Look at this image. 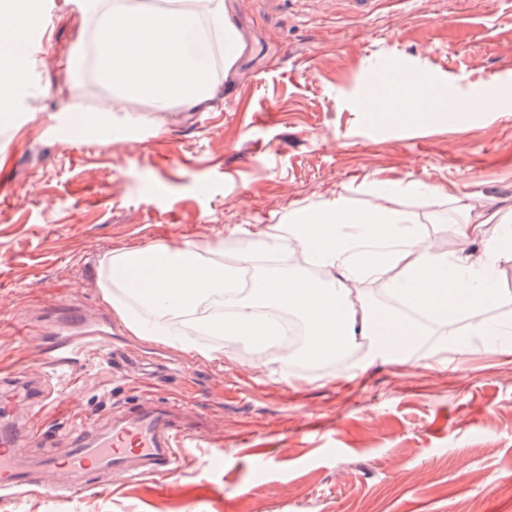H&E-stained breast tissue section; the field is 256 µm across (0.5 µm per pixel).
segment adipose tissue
Listing matches in <instances>:
<instances>
[{"label": "adipose tissue", "instance_id": "1", "mask_svg": "<svg viewBox=\"0 0 512 512\" xmlns=\"http://www.w3.org/2000/svg\"><path fill=\"white\" fill-rule=\"evenodd\" d=\"M76 10L95 23L98 77L112 88L111 119L135 142L129 101L148 102L153 111L192 110L206 104L213 85L205 52L223 36L226 0H205L203 9L160 8L151 0L135 6L116 0H76ZM31 14L24 0H0V89L25 87L27 59L15 47L26 40ZM404 121L452 114L446 98L405 73ZM373 203L352 209L343 195L313 215L295 214L280 235L268 225L248 230L250 251L235 264L224 261V246L200 247L183 241L106 252L97 286L126 327L137 336L177 346L190 355L216 358L198 348L196 337L218 336L262 344L276 331L282 312L305 321L306 358L340 354L346 338L369 339L365 362L404 357L425 333L426 321L443 326L441 348L465 350L470 339L511 336L512 322L489 315L490 303H510L496 286L500 266L512 263V220L495 202L465 201L458 227L463 243H483L485 251H442L422 232L412 213L396 200L418 183L380 178ZM383 281L394 302L380 306L354 299L358 286ZM465 321V335L453 330Z\"/></svg>", "mask_w": 512, "mask_h": 512}]
</instances>
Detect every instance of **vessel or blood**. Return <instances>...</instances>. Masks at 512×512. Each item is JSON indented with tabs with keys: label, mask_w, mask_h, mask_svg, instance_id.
<instances>
[{
	"label": "vessel or blood",
	"mask_w": 512,
	"mask_h": 512,
	"mask_svg": "<svg viewBox=\"0 0 512 512\" xmlns=\"http://www.w3.org/2000/svg\"><path fill=\"white\" fill-rule=\"evenodd\" d=\"M84 351V344L64 338L49 348L47 358L56 371L64 372ZM198 428V419L181 402L145 396L134 406L113 412L106 424L94 423L57 439L38 438L31 428L16 424L13 407L1 405L0 496L29 490L42 472L69 474V482L54 489L55 495L67 497L118 481L171 474L184 449L193 446ZM33 439L41 442L38 452L20 455L18 444Z\"/></svg>",
	"instance_id": "vessel-or-blood-1"
}]
</instances>
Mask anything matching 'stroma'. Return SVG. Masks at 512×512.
Segmentation results:
<instances>
[{
    "label": "stroma",
    "instance_id": "35a3bbf8",
    "mask_svg": "<svg viewBox=\"0 0 512 512\" xmlns=\"http://www.w3.org/2000/svg\"><path fill=\"white\" fill-rule=\"evenodd\" d=\"M256 48L207 104L134 103L140 142L58 134L112 104L93 69L64 60L88 44L68 0H38L31 77L0 111V376L46 370L53 333L94 329L80 365L52 378L45 431L102 421L146 392L181 400L206 426L177 472L78 498L38 490L0 497V512H512V353L473 342L460 354L415 348L397 363L355 360L317 373L264 361L250 345L223 361L133 335L103 301L99 257L190 239L245 242L240 229L288 223L343 194L366 207L391 176L444 186L403 201L443 251L459 199L512 207V98L427 122L374 121L370 90L395 100L375 63L412 70L469 102L512 81V0H235ZM133 365L102 358L101 343Z\"/></svg>",
    "mask_w": 512,
    "mask_h": 512
}]
</instances>
